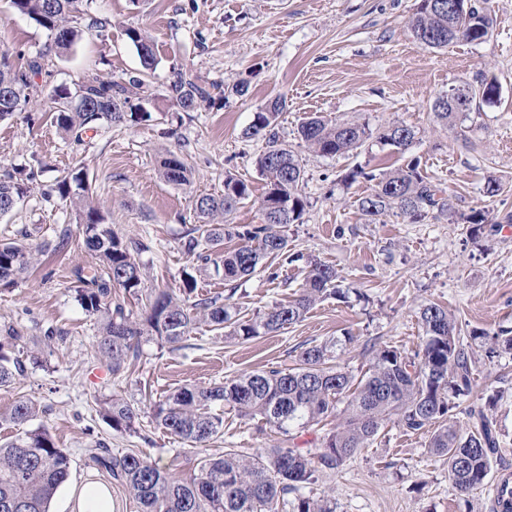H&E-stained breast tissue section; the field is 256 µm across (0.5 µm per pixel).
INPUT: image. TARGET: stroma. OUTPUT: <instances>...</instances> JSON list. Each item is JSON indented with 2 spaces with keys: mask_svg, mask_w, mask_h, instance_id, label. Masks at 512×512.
<instances>
[{
  "mask_svg": "<svg viewBox=\"0 0 512 512\" xmlns=\"http://www.w3.org/2000/svg\"><path fill=\"white\" fill-rule=\"evenodd\" d=\"M415 0H88L76 25L81 36L63 57H51L49 77L40 79L25 111L0 121V170L34 169L35 179L13 211L0 216V241L37 249L28 275L0 284V334L16 329L19 341L8 353L25 364L14 388L0 390V411L19 399L38 412L27 429L45 428L71 460L63 492L92 473L89 455L97 442L112 452L142 451L167 465L184 456V445L160 428L150 402L177 388L207 386L270 366H293L302 349L351 334L337 348L336 362L353 375L369 364L367 346L389 345L406 355L421 349L425 332L421 305L447 308L461 338L472 331L512 329V0H489L492 35L485 42L463 40L442 50L415 41L408 20ZM106 22L93 29L92 20ZM141 29L152 41L157 65L145 87L148 118L101 127L81 141L53 122L52 91L85 76L134 75L141 59L125 30ZM52 42L47 31L0 0V52L33 57ZM179 64L200 80L218 86L213 104L182 112L168 97V71ZM495 79L498 101L484 107L471 125L470 145L455 130L433 119L431 104L461 82ZM247 81L246 95L232 94ZM287 101L275 127L280 139L304 153L303 193L309 207L285 230L298 261L267 262L250 277L229 286L213 266L184 254L182 242L196 224L194 201L224 191L232 172L252 186L254 201L228 218L244 227L260 223L258 196L264 183L253 161L265 149L246 130L255 112L275 98ZM339 122L369 120L380 127L402 120L419 131L407 154L370 140L350 157L309 152L298 128L312 114ZM191 167L190 183L176 186L161 178L169 153ZM82 158L107 223L138 244L142 290L178 289L184 275L196 281L194 299L232 295L249 314L291 299L306 276V257L333 265L349 290L346 300L317 302L282 332L246 341L198 325L182 343L143 338L134 366L100 382L88 379L101 366L95 352L100 320L75 297L74 270L88 262L78 216L61 200L59 169ZM419 158L421 170L446 189L452 220L408 223L391 211L366 223L356 199L370 187L368 173H381ZM363 177L349 179L352 168ZM499 178L502 194L489 197L484 186ZM487 212V224L471 232V210ZM67 248L56 249L61 229ZM471 391L461 407L479 404L493 390L502 399L492 412L500 440L498 466L512 467V354H491L474 346ZM119 394L141 410L134 431L118 433L100 416V402ZM330 417L294 430L292 438L261 421L224 411V435L210 447L218 454L236 448L252 456L268 448L317 450L337 424ZM427 436L388 423L369 447L335 471L317 473L306 497H328L336 512H490L493 485L469 496L458 494L447 460L429 453Z\"/></svg>",
  "mask_w": 512,
  "mask_h": 512,
  "instance_id": "1",
  "label": "stroma"
}]
</instances>
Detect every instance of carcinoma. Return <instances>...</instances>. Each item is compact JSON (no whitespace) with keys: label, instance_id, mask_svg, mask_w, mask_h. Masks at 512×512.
<instances>
[{"label":"carcinoma","instance_id":"1","mask_svg":"<svg viewBox=\"0 0 512 512\" xmlns=\"http://www.w3.org/2000/svg\"><path fill=\"white\" fill-rule=\"evenodd\" d=\"M9 7L48 31L59 51L71 49L79 31L71 25L82 12L84 0H7ZM408 27L413 37L432 49H443L460 39L470 43L486 40L492 19L486 0H418ZM142 64L143 77L83 78L72 90L55 91V122L59 130L81 140L83 133L103 125H120L138 117H150L142 104L144 76L157 65L153 45L139 29L126 30ZM49 74L47 55L29 58L23 64L0 54V120L25 111L36 79ZM473 98L462 105L436 98L432 104L435 119L465 132L470 115L497 101L499 86L494 81L471 85ZM216 86L192 78L179 66L170 67L169 98L183 112H193L214 100ZM283 103L254 113L248 135L265 140L266 147L255 160V168L265 181L260 199L263 222L245 229L227 223L237 207L249 200L252 187L233 175L224 177V194L202 195L195 201L201 220L187 231L184 253L223 273L224 281L235 282L250 275L265 258L302 259L290 254L283 228L298 224L309 205L302 193L305 159L282 142L275 122ZM415 127L393 122L372 128L366 120L334 123L313 115L298 128L299 138L320 156L352 153L376 138L398 152H406L417 139ZM188 163L175 153L162 162L163 179L174 185L189 184ZM15 172L0 174V215L13 210L25 193L24 180ZM362 176L375 182L371 192L356 200L357 209L369 224L396 209L411 223L448 215L452 207L445 190L420 170L412 159L381 176L354 170L351 179ZM56 190L80 217L79 231L93 263L75 269L76 298L86 312L103 316L97 339L99 354L116 374L140 356L141 339L156 335L175 345L200 322L225 330L229 339L248 340L278 333L302 321L318 300L346 298L340 288L341 275L335 267L316 258L307 260V276L296 296L285 304H275L248 318L232 296L190 301L195 280L188 275L180 288L184 299L160 290L145 295L146 317L139 321L125 313L115 299L116 290L137 296L141 293L142 273L134 256L135 248L105 223L94 198L82 162L60 170ZM239 238L243 244L224 252L217 261L200 250V239L214 246L226 238ZM32 253L25 246L0 243V281L28 272ZM425 332L422 348L412 357L392 346L371 348L370 366L357 387L353 375L336 366V347L350 344L345 336L303 349L291 368H270L242 374L209 387L185 385L154 403L155 422L186 443L194 456L186 476L173 472L140 451L114 454L106 443L98 442L90 461L99 477L91 497L99 507L112 499L108 484L122 486L136 502L139 512H288V495L315 480L320 470L335 471L360 449L373 443L385 424L394 420L408 432L428 433L427 448L432 455L448 458V477L455 489L468 494L485 485L492 464L497 460L498 433L489 410L502 398L495 391L483 406L463 410L467 428L461 429L452 417L460 407L457 399L468 394L472 385V343L479 340L493 352L512 353V334L474 332L463 342L448 310L426 304L420 308ZM23 371L22 361L4 352L0 343V389L11 388ZM344 405V422L312 454L299 448H270L255 457H244L233 448L210 455L205 447L224 435V414L216 408L228 406L240 415L259 418L265 426L285 436L292 430L336 413ZM36 404L29 399L15 401L0 412V422L21 426L36 416ZM100 413L116 432H130L139 412L125 398L114 395L101 403ZM70 457L57 447L46 429L23 430L14 439L0 443V512H50V504L68 480ZM296 512H336L329 499L297 498Z\"/></svg>","mask_w":512,"mask_h":512}]
</instances>
